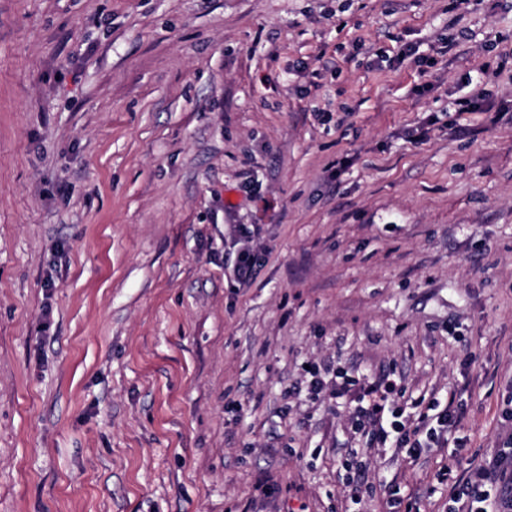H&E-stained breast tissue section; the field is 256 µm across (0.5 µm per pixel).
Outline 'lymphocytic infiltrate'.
Returning <instances> with one entry per match:
<instances>
[{
    "label": "lymphocytic infiltrate",
    "instance_id": "obj_1",
    "mask_svg": "<svg viewBox=\"0 0 512 512\" xmlns=\"http://www.w3.org/2000/svg\"><path fill=\"white\" fill-rule=\"evenodd\" d=\"M309 398L327 393L336 399L353 396L348 412L353 433L366 437L371 447L393 449L395 455L416 459L448 445V433L459 423L462 406L453 401L423 398L411 405L398 403L403 388L390 378L369 380L330 366L311 367L304 381ZM501 434L498 450L489 465L455 475L444 469L438 482L451 487L448 512H512V411Z\"/></svg>",
    "mask_w": 512,
    "mask_h": 512
}]
</instances>
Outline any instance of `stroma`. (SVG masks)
Wrapping results in <instances>:
<instances>
[{"mask_svg":"<svg viewBox=\"0 0 512 512\" xmlns=\"http://www.w3.org/2000/svg\"><path fill=\"white\" fill-rule=\"evenodd\" d=\"M509 50L512 0H0V512H446L512 395ZM310 363L456 396L462 458L366 448ZM239 239L235 245L241 244L233 265V274L241 284H249L253 279L258 262L259 245L253 238V232L241 225L236 226ZM344 457L342 466L347 473L344 489L352 500H356L363 492L364 484L360 479L361 473L364 471V463L362 460H358V451L355 448L347 449Z\"/></svg>","mask_w":512,"mask_h":512,"instance_id":"1","label":"stroma"}]
</instances>
